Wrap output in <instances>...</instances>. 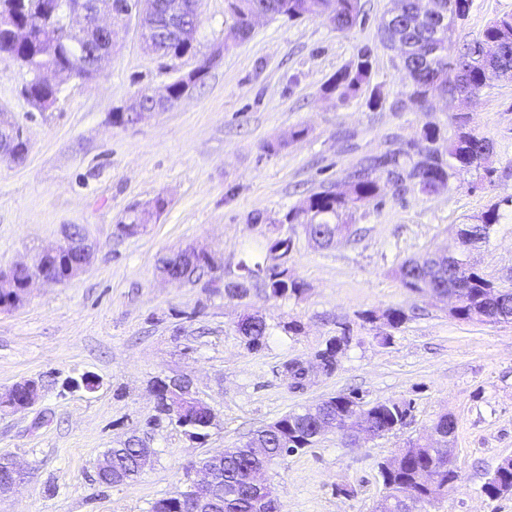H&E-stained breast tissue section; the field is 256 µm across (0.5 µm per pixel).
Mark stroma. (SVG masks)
Segmentation results:
<instances>
[{
  "instance_id": "stroma-1",
  "label": "stroma",
  "mask_w": 512,
  "mask_h": 512,
  "mask_svg": "<svg viewBox=\"0 0 512 512\" xmlns=\"http://www.w3.org/2000/svg\"><path fill=\"white\" fill-rule=\"evenodd\" d=\"M361 5L363 22L346 33L322 17L258 20L190 97L132 125L114 123L113 113L223 43L224 0H202L192 53H148L130 31L91 81L61 80L44 111L22 94L26 69L0 49V108L29 142L23 163L0 158V269L31 262L74 224L94 244L81 274L62 284L35 281L22 302L0 307V390L24 379L42 384L32 407L0 410V455L23 469L16 491L0 494V512H149L154 500L184 488L192 464L291 409L354 390L373 402L412 401V412L390 434L352 443L329 431L272 465L267 478L284 512H373L383 494L379 463L428 434L442 413L457 422L452 448L462 478L428 512H512V495L492 500L482 491L512 457V322L458 320L451 303L409 290L396 274L425 253H458V227L494 208L499 221L470 246L469 259L486 280L512 289V79L493 80L467 100L433 98L426 112L392 110L405 80L396 51L379 42L378 22L393 2ZM510 13L512 0H473L453 44L480 38L492 18ZM363 47L385 101L375 111L364 99L343 103L323 90ZM460 113L468 130L493 143L488 169L456 173L447 190L429 196L385 186L347 216L353 235L326 248L283 223L309 192L345 191L347 170L363 157L394 140L420 142L426 122L440 127L437 146L446 149ZM159 195L168 206L153 224L118 234L127 206ZM277 236L293 241L286 257L266 249ZM188 246L212 254L213 268L184 283L164 278L160 258ZM245 259L287 267L303 293L225 296ZM390 309L406 315L399 328L383 317ZM253 311L269 325L257 350L237 331ZM344 328L350 339L335 372L291 389L284 362H312ZM86 373L98 377L95 390H64ZM158 377L192 380L214 413L204 439L159 418ZM133 433L155 449L152 466L134 481L100 483L98 458Z\"/></svg>"
}]
</instances>
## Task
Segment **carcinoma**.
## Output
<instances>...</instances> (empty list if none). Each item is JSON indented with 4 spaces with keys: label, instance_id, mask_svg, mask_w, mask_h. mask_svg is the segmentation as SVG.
Here are the masks:
<instances>
[{
    "label": "carcinoma",
    "instance_id": "carcinoma-1",
    "mask_svg": "<svg viewBox=\"0 0 512 512\" xmlns=\"http://www.w3.org/2000/svg\"><path fill=\"white\" fill-rule=\"evenodd\" d=\"M45 8L33 10L24 4L17 15V25L28 28V39L9 42V35L0 31V49L12 52L28 68L36 69L46 63L66 70L82 59L88 75L95 74L97 51L118 42L120 32L109 29L94 38L91 46L80 50L68 44L63 22L51 13L55 0H40ZM443 8L428 12L422 8L421 0H398L397 14H385L379 20V31L384 45L399 48V63L409 83L402 98L394 103L397 109L407 106L419 112L430 110V98L455 94L462 87L482 90L489 86L499 69L512 68V15H503L493 20L483 31L482 37L454 49L448 31L455 22L469 13L472 0H439ZM225 13L231 20L230 31L234 40H247L253 30L254 16L264 13L283 16L290 20L322 16L334 30L344 33L357 25L361 14L360 0H225ZM150 51L161 57H179L194 50L195 38L179 43L168 41L161 26V17L156 15L148 22ZM496 45L501 53L493 56L486 49ZM372 74L371 50L361 48L354 64L336 74L325 85L324 90L342 101L366 98L367 106L376 110L383 105L381 94L370 87ZM29 102H38L52 91L32 77L22 90ZM440 137V128L427 122L422 128L421 138L429 147L413 159L412 145L400 146L368 158L349 176L348 191L335 193L329 190L315 191L306 196L298 206L291 209L285 220L289 224H300L306 234L319 246H328L337 235L349 230L342 217L352 209L367 206L375 201L386 182L398 188L410 184L423 194H435L448 187L452 172L479 169L493 154V143L485 137L468 131H460L448 142V155L444 156L431 148ZM167 201L155 197L143 208L133 205L119 221L122 235H134L144 231L153 218L164 211ZM498 210L492 208L484 213L481 222L468 225V230L478 238L487 237L490 228L497 223ZM433 256L404 261L397 269L403 285L412 291L448 289V271L457 270L466 279L469 288L464 300L453 311V316L465 321H481L483 317L512 314V292L491 293L488 280L462 257L442 262L439 271L431 272ZM162 264L172 265L190 278L208 267L207 260L198 255L177 254L163 258ZM247 269V280L240 288L224 285V294L243 298L251 290L263 294L267 300L286 298L303 292V283L288 275V269L279 265L262 267L241 262ZM239 329L244 332L246 344L251 349L262 347L268 335V324L260 314H250L241 320ZM346 342L332 337L326 347L318 353L325 374L336 370V354ZM292 389H302L308 378L304 370L294 361L283 365ZM157 409L169 422L184 429L190 437L206 436L208 424L201 414L173 418L169 414V397L165 379L153 383ZM363 400L361 394L350 392L321 399L315 414L303 415L292 409L278 420L257 430L248 441L232 453L224 454L214 465L213 480L217 503L214 512H283L280 499L258 487L253 473L266 468L276 460L309 448L317 441V430L321 423L336 422L347 426L355 414L352 405ZM412 402L386 400L364 413L370 428L398 430L411 415ZM105 454L112 458V470L99 474L106 484H117L132 480L142 474L138 439L132 436L123 446L109 448ZM379 473L385 494L376 506V512H399V499L408 495L425 497L433 501L454 487V472L448 470V440L438 437L418 438L398 449L389 459L380 463ZM512 489V458L502 459L493 475L484 483L482 491L490 499H497L502 492ZM150 512H190L185 492L155 500Z\"/></svg>",
    "mask_w": 512,
    "mask_h": 512
}]
</instances>
